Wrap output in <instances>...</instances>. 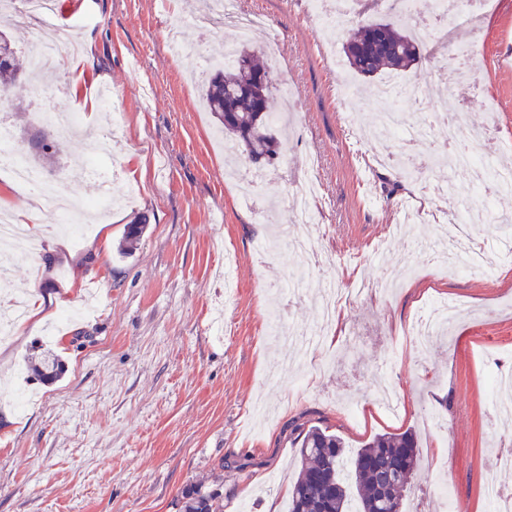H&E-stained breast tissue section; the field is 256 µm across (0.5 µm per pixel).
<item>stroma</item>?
<instances>
[{
	"instance_id": "stroma-1",
	"label": "stroma",
	"mask_w": 512,
	"mask_h": 512,
	"mask_svg": "<svg viewBox=\"0 0 512 512\" xmlns=\"http://www.w3.org/2000/svg\"><path fill=\"white\" fill-rule=\"evenodd\" d=\"M57 2L54 26L9 28L20 56L67 26L90 54L64 57L44 89L20 84L0 93L12 151L35 156L40 105L83 112L87 132L98 135L118 111L124 128L109 154L71 136L40 166L46 181L81 199L101 189L71 173L76 156L102 155L112 172L111 206L68 234L49 207H31L0 165V209L26 211L39 227L36 251L16 257L8 278L16 294L43 300L42 320L25 319L0 345V512H181L193 487L220 494L224 512H286L298 431L312 426L340 436L351 452L376 435L414 431L421 469L404 512H446L429 493L441 480L466 512H489V482L512 490V467L495 464L512 449V410H495L486 387L489 373L512 368V278L501 277L512 270V251L500 226L512 220V193L494 203L498 222L477 226L491 269L424 273L386 296L341 304L344 333L314 355L269 339L266 308L276 302L287 327L317 314L314 291L283 294L296 254L273 234L293 219L290 200L308 156L317 160L321 196L317 224L301 231L323 232V282L380 279L390 265L422 264L425 252L410 241L435 240L436 219L474 206L465 174L427 163L442 143L440 117L459 105L441 77L449 48L470 51L468 117L487 132L485 160L512 169V0H489L475 21L448 16L401 72L422 91L415 111L432 125L414 149L427 166L409 178L403 164L372 160L371 116L385 103L365 95V78L351 73L343 32L324 42L301 2L286 13L280 0H243L268 18L254 38L272 52V110L289 118L275 163L242 162L236 178L198 69L233 28L203 37L193 23L200 0ZM174 39L181 55L170 50ZM344 74L364 93L352 128ZM105 86L112 104L102 109L95 94ZM446 178L450 196L425 191V182ZM141 213L147 228L120 255L125 226ZM438 297L454 301L459 316L422 361L404 334ZM218 318L220 337L211 331ZM37 344L63 357L59 381L29 380L26 357Z\"/></svg>"
}]
</instances>
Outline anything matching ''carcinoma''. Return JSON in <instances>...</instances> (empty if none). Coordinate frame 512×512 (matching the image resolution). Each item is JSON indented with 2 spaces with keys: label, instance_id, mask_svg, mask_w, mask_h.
Masks as SVG:
<instances>
[{
  "label": "carcinoma",
  "instance_id": "1",
  "mask_svg": "<svg viewBox=\"0 0 512 512\" xmlns=\"http://www.w3.org/2000/svg\"><path fill=\"white\" fill-rule=\"evenodd\" d=\"M421 40L413 33L409 18L393 22L363 24L353 30L343 49L354 73L372 78L386 71H402L419 58ZM0 83L35 82L34 75L17 61V51L7 34L0 31ZM209 111L224 127V134L237 146V158L255 165L271 164L279 141L272 132L270 99L272 84L257 51L244 45L236 50L233 64L217 70L203 88ZM146 228L140 216L127 225L123 250L130 251ZM37 380H58L65 365L61 355L45 349L31 357ZM301 467L288 491L289 512H390L401 509L403 492L418 467L417 435H379L345 461L343 439L318 426L301 430ZM183 512H224L218 496L201 489L183 495Z\"/></svg>",
  "mask_w": 512,
  "mask_h": 512
}]
</instances>
